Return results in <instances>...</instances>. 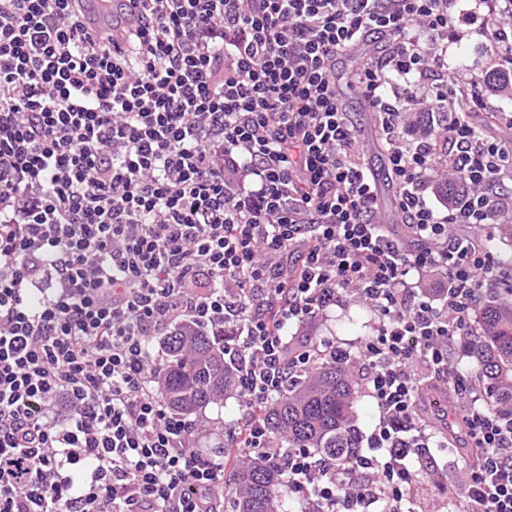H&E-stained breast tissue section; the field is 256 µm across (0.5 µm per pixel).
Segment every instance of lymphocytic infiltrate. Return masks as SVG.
<instances>
[{"label":"lymphocytic infiltrate","instance_id":"1","mask_svg":"<svg viewBox=\"0 0 512 512\" xmlns=\"http://www.w3.org/2000/svg\"><path fill=\"white\" fill-rule=\"evenodd\" d=\"M498 65L512 0H472ZM458 0H138L121 42L75 0H0V512H224L231 459L282 469L303 512H415L437 467V390L475 457L464 512H512V412L452 365L470 311L512 276L485 242L512 223V138L477 78L449 81ZM378 120L402 233L336 92L337 55ZM436 137L405 133L450 96ZM459 197L434 202L436 176ZM369 307L357 351L307 335L344 295ZM232 329L242 415L221 449L166 409L165 354L185 320ZM353 365L376 407L366 453L287 448L261 414L296 373Z\"/></svg>","mask_w":512,"mask_h":512}]
</instances>
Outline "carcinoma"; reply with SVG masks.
<instances>
[{
  "mask_svg": "<svg viewBox=\"0 0 512 512\" xmlns=\"http://www.w3.org/2000/svg\"><path fill=\"white\" fill-rule=\"evenodd\" d=\"M485 87L512 92V68L482 77ZM478 331L466 346L476 376L489 387L488 402L495 409H512V288L488 297L477 312ZM226 337L206 326L185 323L163 338L167 364L158 384L168 408L185 418L211 404L224 403L236 390L240 372L225 356ZM357 389L350 367L336 363L297 375L279 397L263 407L269 430L290 448H316L343 463L361 453L362 433L353 407ZM285 477L260 458L236 466L229 500L232 512H287Z\"/></svg>",
  "mask_w": 512,
  "mask_h": 512,
  "instance_id": "1",
  "label": "carcinoma"
}]
</instances>
